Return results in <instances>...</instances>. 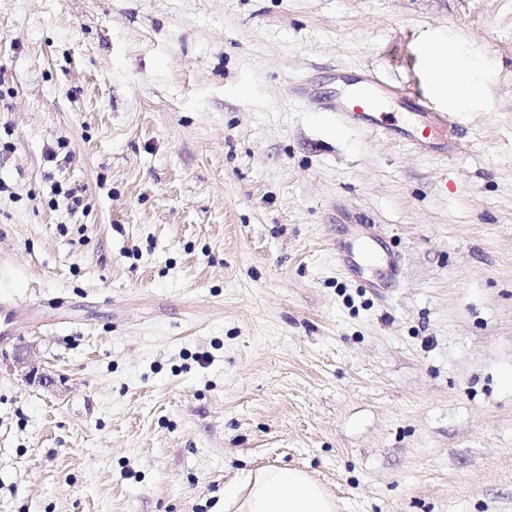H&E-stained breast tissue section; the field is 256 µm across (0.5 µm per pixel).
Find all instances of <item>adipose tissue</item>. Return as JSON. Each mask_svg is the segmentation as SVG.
Listing matches in <instances>:
<instances>
[{"label": "adipose tissue", "mask_w": 512, "mask_h": 512, "mask_svg": "<svg viewBox=\"0 0 512 512\" xmlns=\"http://www.w3.org/2000/svg\"><path fill=\"white\" fill-rule=\"evenodd\" d=\"M447 47L432 49L443 66L436 73L450 105L461 109L477 95L470 60L451 59ZM224 512H336L332 495L308 472L288 466L263 467L234 478L224 487Z\"/></svg>", "instance_id": "ef3b65f1"}]
</instances>
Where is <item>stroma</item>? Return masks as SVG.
Returning a JSON list of instances; mask_svg holds the SVG:
<instances>
[{"label": "stroma", "instance_id": "obj_1", "mask_svg": "<svg viewBox=\"0 0 512 512\" xmlns=\"http://www.w3.org/2000/svg\"><path fill=\"white\" fill-rule=\"evenodd\" d=\"M439 39L454 157L292 93L371 66L448 111ZM0 88V512H222L270 466L512 512V0H0ZM436 77L440 89L456 109L466 107L479 92V85L473 77V64L468 59L452 58L447 68L437 70Z\"/></svg>", "mask_w": 512, "mask_h": 512}]
</instances>
